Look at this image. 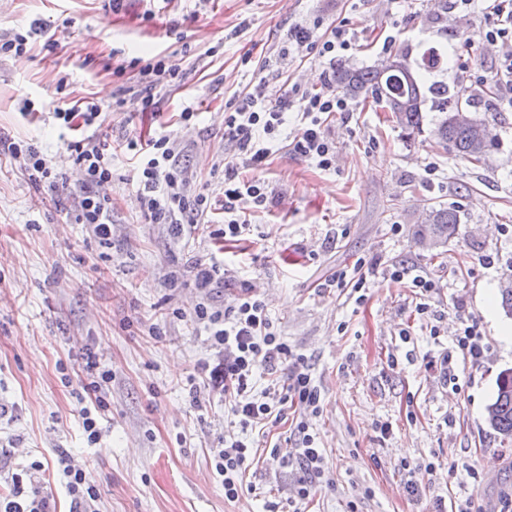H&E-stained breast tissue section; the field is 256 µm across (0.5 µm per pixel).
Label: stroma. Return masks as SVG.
<instances>
[{
    "label": "stroma",
    "instance_id": "35a3bbf8",
    "mask_svg": "<svg viewBox=\"0 0 512 512\" xmlns=\"http://www.w3.org/2000/svg\"><path fill=\"white\" fill-rule=\"evenodd\" d=\"M345 24L355 42L342 63L373 67L404 52L418 66L429 48L446 64L423 85L463 87L461 70H491L496 55L479 45L484 11L435 7L434 0H6L0 37L32 31L33 48L0 59V139H31L57 162V190L33 187L9 155H0V442H12L0 471L40 461L25 489L51 494L69 512L58 450L85 462L100 512H261L265 500L287 502L302 472L281 466L297 419L285 409L264 431L246 473L257 495L231 501L213 455L232 416L220 394L189 403L198 363L212 350L191 317L200 295L194 265L222 255L231 275L211 292L221 304L251 288L265 301L279 334L302 354L321 390L309 431L329 474L299 512H453L472 500L492 512L512 494V445L486 421L498 375L512 368V342L498 334L512 317L485 314L487 286L512 280V112H496L485 88L472 115L496 128L486 161L473 164L437 143L441 114L423 107L422 131L403 136L373 99L354 98L351 119H335L329 137L336 161L324 171L289 145L304 103L292 99L274 152L260 175L264 206L249 209L246 239L216 245L224 220V165L236 158L224 138L225 105L259 80L271 100L289 85L319 90L325 64L290 56L273 69L289 27ZM164 56L181 69L179 86H157V114L143 113L132 87L138 67ZM116 140L163 132L183 147L185 188L211 202L208 225L174 237L141 215L124 176L123 151L112 159V243L104 247L72 223L80 175L67 162L50 113L88 98L112 104ZM33 115L22 113L24 101ZM198 116L184 128L179 114ZM458 209L456 234L429 250L418 218L433 206ZM369 267L363 295L331 286L357 262ZM408 273L394 279L390 269ZM178 272L170 288L165 279ZM437 288L425 292L413 274ZM426 305L418 313V305ZM476 320L486 350L472 363L456 346L462 322ZM96 352L112 386L106 430L86 441L76 410L80 355ZM388 433H381V425ZM433 465L426 488L408 494L407 466ZM478 479H471V472Z\"/></svg>",
    "mask_w": 512,
    "mask_h": 512
}]
</instances>
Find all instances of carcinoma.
I'll return each instance as SVG.
<instances>
[{"label": "carcinoma", "instance_id": "carcinoma-1", "mask_svg": "<svg viewBox=\"0 0 512 512\" xmlns=\"http://www.w3.org/2000/svg\"><path fill=\"white\" fill-rule=\"evenodd\" d=\"M334 82L336 90L345 97L371 93L376 102L384 104V110L392 114L396 127L405 135L411 136L420 131L423 123L422 106L426 98L420 89L419 75L412 72L407 55L391 54L370 68L341 66L335 71ZM428 92L438 112L443 114L434 130L437 139L451 145L458 155L471 162L480 163L485 160L489 149L497 142L498 135L492 134L482 147H475L471 135L472 124L461 125L453 121L460 104L459 94H449L448 84L443 82L432 83ZM459 223L460 217L455 209L432 207L421 221L418 234L423 242L435 240L441 244L455 234ZM486 412L488 424L501 440L512 442L511 374L500 373L496 397Z\"/></svg>", "mask_w": 512, "mask_h": 512}]
</instances>
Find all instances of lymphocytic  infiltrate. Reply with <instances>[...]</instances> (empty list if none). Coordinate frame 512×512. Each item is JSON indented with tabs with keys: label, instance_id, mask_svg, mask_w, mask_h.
<instances>
[{
	"label": "lymphocytic infiltrate",
	"instance_id": "lymphocytic-infiltrate-1",
	"mask_svg": "<svg viewBox=\"0 0 512 512\" xmlns=\"http://www.w3.org/2000/svg\"><path fill=\"white\" fill-rule=\"evenodd\" d=\"M285 41L291 54L307 53L314 59L335 63L343 51L352 47L353 40L341 27L319 31L317 26L298 25L290 28ZM180 67L171 59L161 58L139 70V97L142 109L155 111L157 103L152 93L158 82L179 85ZM494 81L496 111L512 110V57L494 64L491 76H473L468 92L480 94L486 81ZM289 96L305 102L301 114L303 128L293 138L295 155L314 161L321 168L332 167L336 155L325 123L328 118L352 110L349 101L334 90L331 82H324L321 91L313 92L300 86H291ZM285 102H271L266 81H259L251 91L234 98L224 116V136L234 143L238 155L253 169L263 168L272 154L274 142L286 118ZM53 117L59 126L72 132L65 145L82 174L81 195L74 214L75 223L85 225L99 244L112 242V200L100 189L112 181V143L103 137L100 129L109 118L99 104L75 102L67 108L57 107ZM127 150L133 151L137 164L130 178L136 189V198L145 218L154 224H165L175 236L185 235L207 214L208 197L205 194H187L181 152L170 136L157 135L147 141L128 140ZM7 152L19 162L27 180L37 186L54 187L60 177L51 160L38 142L20 140L9 143ZM267 200L261 179H236L233 168L224 174V226L216 230L219 238H238L249 232L243 205L252 202L264 204ZM194 321L201 325L214 351L212 359L201 362L197 368L204 388L222 394L229 404L231 415L241 430L280 420L287 404L318 412L321 391L314 383L303 355L295 353L287 341L274 330L263 300L246 290L216 306L202 300L193 312ZM284 363L288 372L273 389L261 397L251 393L253 381L259 372L274 373L277 364ZM82 374L81 389L75 398L88 444H97L102 435V421L109 411L107 396L112 381L111 372L100 369L94 351H85L79 364ZM296 442L291 455L303 471L295 490L296 500L310 497L316 485L329 471L327 459L318 448L306 421L295 426ZM252 442L245 437L226 439L214 456L216 472L224 479V496L238 499L244 490V477ZM59 465L71 497L70 512H98L99 493L86 477L84 466L73 464L67 453H60ZM0 512H56L52 496L27 492L20 473H12L8 493L0 495Z\"/></svg>",
	"mask_w": 512,
	"mask_h": 512
}]
</instances>
